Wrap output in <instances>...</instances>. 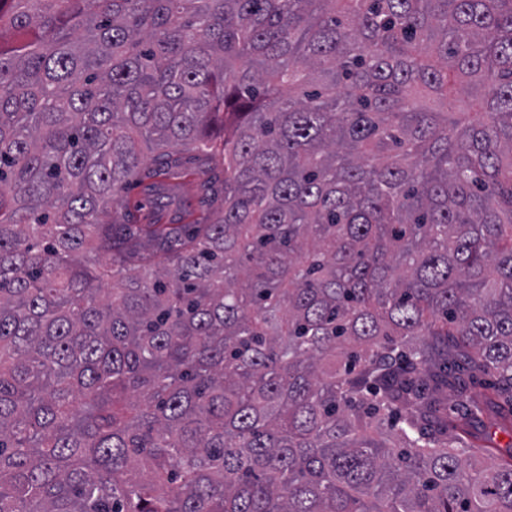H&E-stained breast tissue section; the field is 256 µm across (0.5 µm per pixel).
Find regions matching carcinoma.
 Returning <instances> with one entry per match:
<instances>
[{
	"mask_svg": "<svg viewBox=\"0 0 512 512\" xmlns=\"http://www.w3.org/2000/svg\"><path fill=\"white\" fill-rule=\"evenodd\" d=\"M491 407L512 0H0V512H512ZM222 180L224 171L216 169L208 172L191 170L186 177L176 181L182 182V194L189 199L192 215L185 222H205L208 216H212L218 207L214 191L219 189Z\"/></svg>",
	"mask_w": 512,
	"mask_h": 512,
	"instance_id": "obj_1",
	"label": "carcinoma"
}]
</instances>
